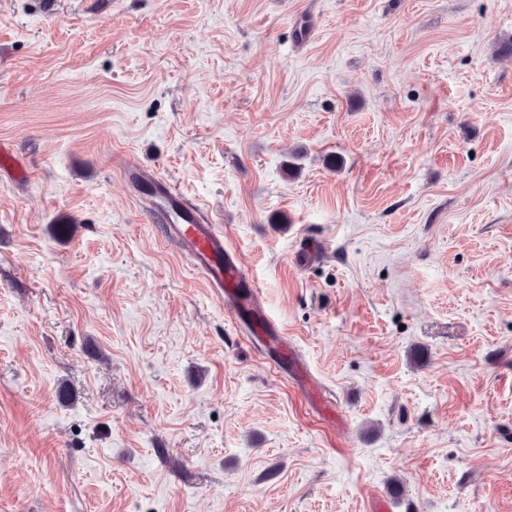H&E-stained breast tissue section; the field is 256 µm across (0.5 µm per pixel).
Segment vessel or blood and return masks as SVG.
Returning <instances> with one entry per match:
<instances>
[{"mask_svg":"<svg viewBox=\"0 0 512 512\" xmlns=\"http://www.w3.org/2000/svg\"><path fill=\"white\" fill-rule=\"evenodd\" d=\"M0 173L21 183L29 170L14 151L0 144ZM121 175L126 182L151 187V196L142 199L141 206L160 220L165 240L175 243L189 257L192 269L223 297L224 307L231 316L246 322L252 336L276 348L289 361L293 374L307 380L306 368L296 359L287 338L281 336L263 311L256 282L227 245L224 231L209 205L189 203L170 181L135 161L122 162Z\"/></svg>","mask_w":512,"mask_h":512,"instance_id":"obj_1","label":"vessel or blood"}]
</instances>
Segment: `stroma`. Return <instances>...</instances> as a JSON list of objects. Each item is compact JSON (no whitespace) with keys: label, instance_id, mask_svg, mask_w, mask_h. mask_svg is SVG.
Masks as SVG:
<instances>
[{"label":"stroma","instance_id":"stroma-1","mask_svg":"<svg viewBox=\"0 0 512 512\" xmlns=\"http://www.w3.org/2000/svg\"><path fill=\"white\" fill-rule=\"evenodd\" d=\"M0 141V512H512V0H0ZM0 172L16 183H22L28 177L29 170L14 151L0 144ZM121 175L128 183L140 182L153 189L150 198L140 197V204L162 222L165 240L175 243L209 288L224 297L227 312L238 320H246L250 334L264 345L276 348L285 361H290L293 374L308 383L307 369L263 311L256 282L227 245L224 230L209 205L199 201L188 203L189 199L170 181L132 159L121 163Z\"/></svg>","mask_w":512,"mask_h":512}]
</instances>
